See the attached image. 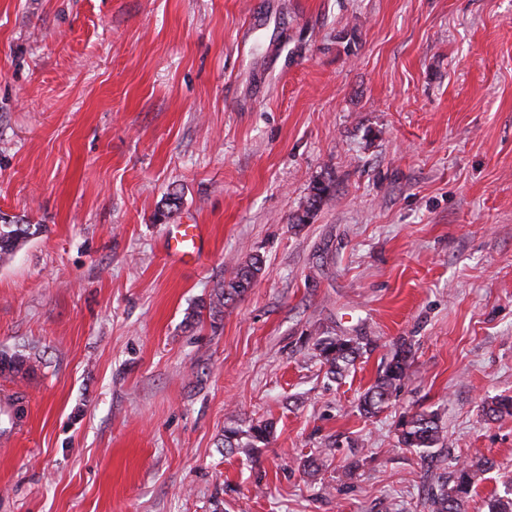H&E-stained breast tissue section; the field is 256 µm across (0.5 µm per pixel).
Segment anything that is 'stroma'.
Returning a JSON list of instances; mask_svg holds the SVG:
<instances>
[{"label": "stroma", "mask_w": 512, "mask_h": 512, "mask_svg": "<svg viewBox=\"0 0 512 512\" xmlns=\"http://www.w3.org/2000/svg\"><path fill=\"white\" fill-rule=\"evenodd\" d=\"M0 216L39 227L0 262V353L30 365L0 376L30 416L0 512H422L477 454L468 512L512 486V415L482 414L512 397V0H0ZM321 334L374 344L335 379ZM421 411L427 456L396 437ZM203 235L202 225L172 224L169 231V256L175 261L199 263L202 259L199 241ZM262 265L260 256H250L248 260L238 266L233 277L217 283L210 302L213 316L222 313V309L229 301L243 297L252 288L262 271ZM412 358L410 342L402 338L394 344L391 359L382 374L359 398L358 407L365 416L377 415L389 403L394 392L401 387ZM444 441L440 418L435 412H422L403 420L397 428V442L402 448L428 451ZM273 429V425L271 422H264L258 424H249L248 430H242L238 426L225 428L224 430V448L226 450H230L231 452L238 448H248L249 444H242V435H247L248 437L266 441L268 437L271 435ZM245 433V434H244Z\"/></svg>", "instance_id": "stroma-1"}]
</instances>
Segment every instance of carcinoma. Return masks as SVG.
<instances>
[{
    "mask_svg": "<svg viewBox=\"0 0 512 512\" xmlns=\"http://www.w3.org/2000/svg\"><path fill=\"white\" fill-rule=\"evenodd\" d=\"M330 186L318 183L312 187L301 213L295 216V223L305 224L317 209L322 199L329 193ZM31 225L19 224L0 216V261L13 254L20 243L30 236ZM263 262L258 255L249 257L240 264L228 280L217 283L211 298L210 308L213 315L222 312L224 306L243 297L252 288L262 271ZM312 346L318 356L328 366V373L337 378L353 365L364 352L365 345L352 338L342 336H316ZM413 358L412 345L401 339L392 351L391 359L382 374L365 390L358 402L359 410L367 417L377 415L387 405L402 384L406 369ZM512 412V397L497 398L483 407L488 416ZM273 425L270 422L251 424L244 431L239 427L224 429V448L240 449L242 435L265 441L271 435ZM444 441L440 418L435 412H422L402 421L397 428V442L402 448L427 451L438 447ZM492 468V463L479 456L463 461H456L449 475L438 479L436 486L428 494L423 508L424 512H467V505L472 497L477 476L482 470ZM488 512H512V488L503 496H494L487 502Z\"/></svg>",
    "mask_w": 512,
    "mask_h": 512,
    "instance_id": "1",
    "label": "carcinoma"
}]
</instances>
